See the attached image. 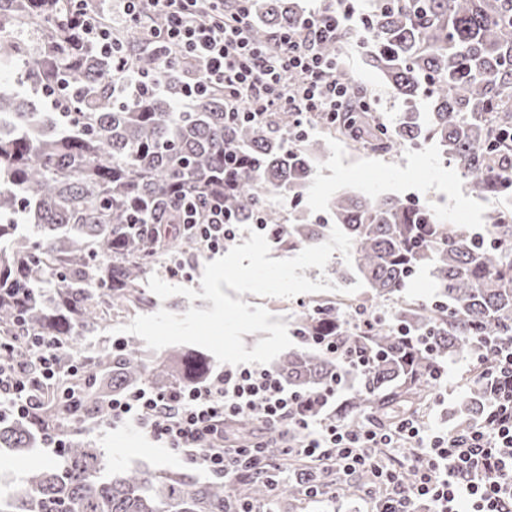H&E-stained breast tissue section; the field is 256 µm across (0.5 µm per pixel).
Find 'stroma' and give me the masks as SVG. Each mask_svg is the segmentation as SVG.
Instances as JSON below:
<instances>
[{
  "label": "stroma",
  "mask_w": 512,
  "mask_h": 512,
  "mask_svg": "<svg viewBox=\"0 0 512 512\" xmlns=\"http://www.w3.org/2000/svg\"><path fill=\"white\" fill-rule=\"evenodd\" d=\"M347 77L366 85L372 91L384 121H392L400 110V103L393 90L365 62L355 43L345 47ZM348 189L365 194L392 193L430 199L437 203L438 211L447 223H456L458 217L468 216L470 224L481 221L477 194L457 174L444 164L439 153L432 148L405 149L394 155L379 156L354 152L343 143L328 140L327 150L311 175L308 194L310 208L324 209L327 200L337 191ZM468 357L449 358L450 386L433 401L430 418L440 427L451 430L455 424L454 411L474 388L472 376L467 371ZM87 439L102 448L113 467H147L155 470L183 469L182 461L167 450L159 448L130 424L108 428L91 426ZM267 512H373L375 504L365 495L347 496L336 493L330 496L326 507L301 501L295 509L267 501Z\"/></svg>",
  "instance_id": "1"
}]
</instances>
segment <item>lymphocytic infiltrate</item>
<instances>
[{"label": "lymphocytic infiltrate", "instance_id": "f902f5d3", "mask_svg": "<svg viewBox=\"0 0 512 512\" xmlns=\"http://www.w3.org/2000/svg\"><path fill=\"white\" fill-rule=\"evenodd\" d=\"M122 21H141L143 4L165 18L163 29H149L147 41L157 57L178 51L193 66L182 90L192 101L210 89L223 88L229 119L252 122L272 112L294 116L290 144L307 134L316 112L337 118L344 112H368L372 102L357 99L340 76L339 55L327 54L353 18L352 0H320L299 25L259 42L249 34L252 0H119ZM85 43L116 56V86L138 94L160 92L153 75L131 70L94 14L80 13ZM184 222L207 252L223 250L236 238L240 224L223 199L204 206L183 203ZM478 354L492 353L493 365L477 377L484 384L480 417L467 431L448 433L425 418L407 417L394 427H352L329 422L321 411L339 395L329 384L316 398L288 389L277 372L258 366L225 365L196 386L173 384L165 389L143 386L113 398L106 421L134 420L141 433L184 463L210 477L242 482L257 473H277L279 464L263 454L273 436L286 454L326 464L342 474L368 470V492L379 499L378 512H413L416 501H429L434 512H512V336L474 339ZM58 340L38 336L25 353L0 343V418L30 421L38 407L36 394L57 373ZM254 420L250 442L235 439L237 419ZM381 448L407 449V463L396 468L381 459Z\"/></svg>", "mask_w": 512, "mask_h": 512}]
</instances>
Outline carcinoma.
<instances>
[{
	"instance_id": "cac0c4a2",
	"label": "carcinoma",
	"mask_w": 512,
	"mask_h": 512,
	"mask_svg": "<svg viewBox=\"0 0 512 512\" xmlns=\"http://www.w3.org/2000/svg\"><path fill=\"white\" fill-rule=\"evenodd\" d=\"M252 10L259 41L304 14L296 0H255ZM76 11L74 0H0V62L13 64L20 87L0 91V116L14 127L0 132V336L23 331L63 345L61 371L35 421H0V448H29L60 424L70 432L65 448L29 471L18 495L0 500V512H226L260 503L273 489L288 501L305 495L297 480L273 486L266 475L246 484L199 482L182 471L107 477L102 450L78 438L86 423L105 418L116 395L211 376V360L200 352L143 351L132 341L86 357L76 374L68 367L84 338L106 327V310L153 307L148 278L173 258H196L200 244L180 205L185 196L204 202L224 190L227 152L238 159L228 191L238 221L250 224L259 213L273 227L288 224L279 238L288 254L325 242L338 226L352 238V265L338 256L334 270L363 282L368 308L404 292L419 269L433 280L434 300L408 303L367 328L332 300L298 316L299 345L276 370L288 387L311 395L335 377L355 381L330 418L387 427L422 415L436 389L434 370L446 359L474 353V336H512V210H487L491 239L479 243L466 227L400 195L340 193L327 205L331 224H318L302 198L325 140L289 145V112L231 123L220 88L178 106L187 73L181 57L157 60L131 28L120 43L164 91L120 95L112 57L84 45ZM367 15L362 54L398 95L401 112L390 124L372 112H346L335 122L319 112L311 123L375 152L432 144L477 193L512 203V185L501 179L512 168V0H369ZM28 27L41 33L35 53L14 37ZM44 88L75 107L54 128L44 122L52 115ZM264 184L284 197L282 207L267 205ZM319 336L366 349L374 361L351 369L313 343ZM483 404L481 390L468 395L455 429L469 428ZM265 453L294 473L318 468L278 444Z\"/></svg>"
}]
</instances>
